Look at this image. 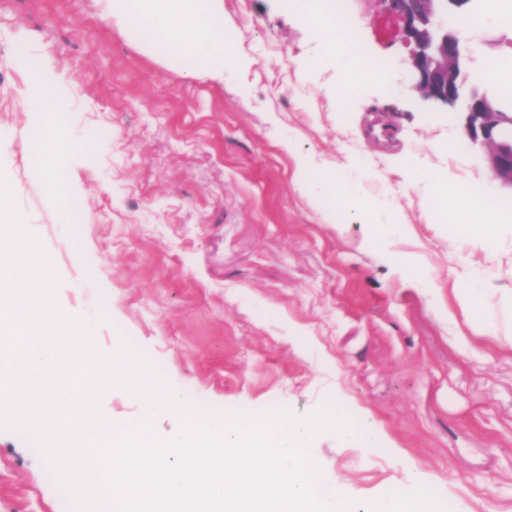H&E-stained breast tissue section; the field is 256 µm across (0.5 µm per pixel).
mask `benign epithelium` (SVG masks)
<instances>
[{"instance_id":"benign-epithelium-1","label":"benign epithelium","mask_w":512,"mask_h":512,"mask_svg":"<svg viewBox=\"0 0 512 512\" xmlns=\"http://www.w3.org/2000/svg\"><path fill=\"white\" fill-rule=\"evenodd\" d=\"M403 22L414 90L425 100L455 106L465 101L467 134L486 148L494 177L512 190V111L500 112L491 96L465 89V47L448 30V0H376Z\"/></svg>"}]
</instances>
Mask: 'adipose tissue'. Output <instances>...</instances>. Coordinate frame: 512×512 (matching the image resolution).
Segmentation results:
<instances>
[{
  "instance_id": "ef3b65f1",
  "label": "adipose tissue",
  "mask_w": 512,
  "mask_h": 512,
  "mask_svg": "<svg viewBox=\"0 0 512 512\" xmlns=\"http://www.w3.org/2000/svg\"><path fill=\"white\" fill-rule=\"evenodd\" d=\"M105 18H117L134 32L145 49L163 50L178 56L186 76L219 77L224 71L246 72L251 62L235 55L220 24L223 0H99ZM293 12L312 25L321 49L346 68L365 69L366 63L356 46L339 34L318 6V0H291ZM30 111L44 113L43 138L34 151L42 172L47 175L46 191L60 209H67L71 195L57 170L59 158L75 141L72 131L58 121L70 109V98L51 76L38 75L34 91L27 100ZM345 199L361 202V221L376 229L372 244L387 247L390 238L401 236L406 227L385 207L369 202L364 187L349 183ZM449 213L461 217L459 237H486L493 234L491 224L477 222L481 203L470 195L451 194L444 200Z\"/></svg>"
}]
</instances>
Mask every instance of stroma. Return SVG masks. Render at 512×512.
<instances>
[{"label":"stroma","instance_id":"35a3bbf8","mask_svg":"<svg viewBox=\"0 0 512 512\" xmlns=\"http://www.w3.org/2000/svg\"><path fill=\"white\" fill-rule=\"evenodd\" d=\"M245 75L188 78L177 58L145 51L95 0H0V170L25 223L10 233L48 260L40 279L90 323L92 350L52 329L65 376L54 397L85 398L87 422L123 424L139 387L185 397L202 415L305 419L340 414L361 429L345 443L323 425L308 455L315 497L344 490L355 512L418 482L447 512H512V211L496 248L458 241L431 206L440 181L512 199L469 140L461 108L412 88L400 24L376 0H354L357 43L381 62L379 86L317 54L309 24L280 0H223ZM485 9L464 36L471 84L493 97L488 61L512 60V29L496 0H466L449 17ZM64 79L65 122L88 153L62 164L72 213L48 198L31 144L32 68ZM293 141L295 152L284 144ZM311 159L302 172L295 157ZM359 181L407 233L394 253L429 278L410 286L344 205L326 209L311 173ZM479 280L499 312L484 334L455 290ZM135 340L147 370L137 385L87 386L115 342ZM63 435L29 438L21 414L0 412V512H109L94 489L74 496L48 462Z\"/></svg>","mask_w":512,"mask_h":512}]
</instances>
